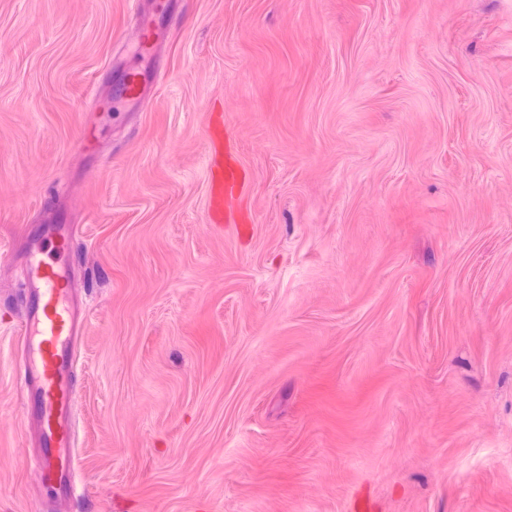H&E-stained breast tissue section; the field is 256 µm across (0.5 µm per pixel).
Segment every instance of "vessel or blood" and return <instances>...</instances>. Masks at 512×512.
Instances as JSON below:
<instances>
[{"label":"vessel or blood","instance_id":"vessel-or-blood-1","mask_svg":"<svg viewBox=\"0 0 512 512\" xmlns=\"http://www.w3.org/2000/svg\"><path fill=\"white\" fill-rule=\"evenodd\" d=\"M145 93L139 68L127 67L124 100L136 104ZM207 138V213L210 223L220 224L237 214L245 181L235 141L225 132L223 120L210 122ZM71 239L70 225L47 224L28 243L21 374L40 439L34 465L42 480L63 496L76 489L77 346L86 331L84 313L76 305L78 288L65 262Z\"/></svg>","mask_w":512,"mask_h":512}]
</instances>
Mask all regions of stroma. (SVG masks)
Here are the masks:
<instances>
[{"label": "stroma", "instance_id": "stroma-1", "mask_svg": "<svg viewBox=\"0 0 512 512\" xmlns=\"http://www.w3.org/2000/svg\"><path fill=\"white\" fill-rule=\"evenodd\" d=\"M144 106L116 104L143 20ZM246 232L211 231L206 127ZM74 227L77 489L28 240ZM512 512V0H0V512ZM207 213L211 224H223L224 216L238 213L245 181L233 137L221 119L207 129ZM70 224H45L26 251L27 306L21 380L33 403L41 451L34 465L62 496L76 489L74 407L77 346L86 331L77 285L63 258L71 252Z\"/></svg>", "mask_w": 512, "mask_h": 512}]
</instances>
